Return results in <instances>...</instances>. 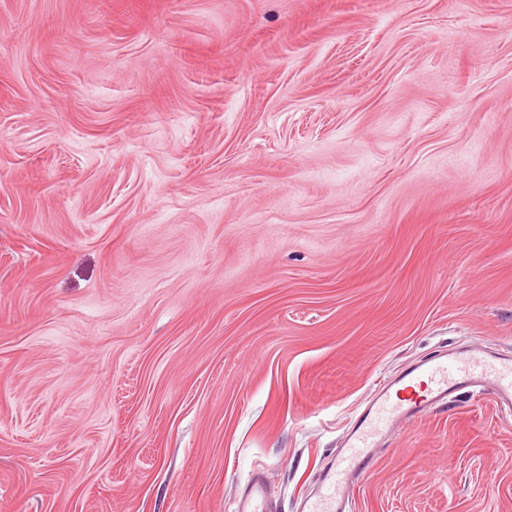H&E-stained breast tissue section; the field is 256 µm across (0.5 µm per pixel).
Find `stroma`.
Instances as JSON below:
<instances>
[{
	"mask_svg": "<svg viewBox=\"0 0 512 512\" xmlns=\"http://www.w3.org/2000/svg\"><path fill=\"white\" fill-rule=\"evenodd\" d=\"M462 346L512 354V0H0V512H298ZM351 497L512 512V415ZM239 512H272L266 483L253 476L240 492Z\"/></svg>",
	"mask_w": 512,
	"mask_h": 512,
	"instance_id": "35a3bbf8",
	"label": "stroma"
}]
</instances>
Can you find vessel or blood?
Segmentation results:
<instances>
[{
  "label": "vessel or blood",
  "mask_w": 512,
  "mask_h": 512,
  "mask_svg": "<svg viewBox=\"0 0 512 512\" xmlns=\"http://www.w3.org/2000/svg\"><path fill=\"white\" fill-rule=\"evenodd\" d=\"M475 384L490 387L496 403L512 410V357L482 350L444 352L379 385L317 490L303 499L300 512H346L347 491L372 468L391 430L447 404L455 392ZM238 512H271L261 477H252L241 490Z\"/></svg>",
  "instance_id": "1"
}]
</instances>
